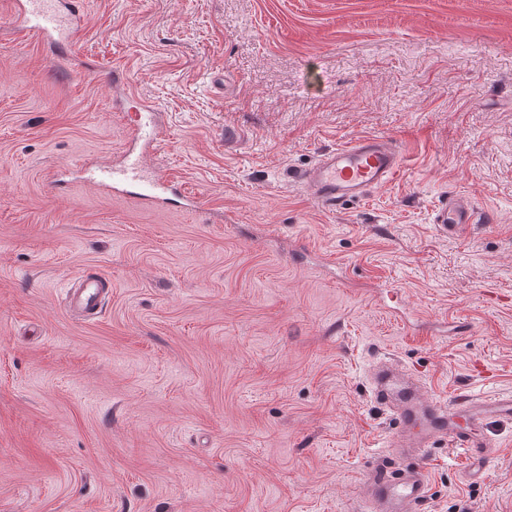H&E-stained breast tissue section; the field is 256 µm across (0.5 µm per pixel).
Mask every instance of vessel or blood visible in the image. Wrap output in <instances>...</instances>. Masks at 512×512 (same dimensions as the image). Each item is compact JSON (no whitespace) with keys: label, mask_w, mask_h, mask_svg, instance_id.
Here are the masks:
<instances>
[{"label":"vessel or blood","mask_w":512,"mask_h":512,"mask_svg":"<svg viewBox=\"0 0 512 512\" xmlns=\"http://www.w3.org/2000/svg\"><path fill=\"white\" fill-rule=\"evenodd\" d=\"M78 13L79 0H20L17 10L23 30L57 47L70 38ZM162 121V113L147 108L133 123L136 138L147 148H156ZM402 161L401 153L388 140L362 137L324 154L301 174L300 181L319 209L333 213L369 190L388 185ZM89 180L103 188L134 192L153 203L169 204L185 197L181 185L165 170H145L142 153L134 151L127 152L120 164L92 167ZM473 220L471 205L461 196L445 200L434 217L442 232L452 234L464 231ZM105 294L104 282L88 274L72 290L68 304L75 311L92 315L102 306ZM368 375L375 400L393 415L391 455L409 458L410 463L369 472L365 512H416L429 495V474L424 465L427 450L439 438L477 459L472 475L482 478V463L491 446L485 434L486 422L495 417L512 418V394L440 402L425 397L420 379L393 363L373 362Z\"/></svg>","instance_id":"b4317fda"}]
</instances>
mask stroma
<instances>
[{
	"instance_id": "obj_1",
	"label": "stroma",
	"mask_w": 512,
	"mask_h": 512,
	"mask_svg": "<svg viewBox=\"0 0 512 512\" xmlns=\"http://www.w3.org/2000/svg\"><path fill=\"white\" fill-rule=\"evenodd\" d=\"M0 0V512H361L392 417L512 394V0H84L52 51ZM164 112L197 206L85 179L126 112ZM363 136L402 151L336 213L296 175ZM466 197L483 223L434 216ZM112 295L64 308L76 277ZM393 285L397 309L376 290ZM486 477L429 450L420 512H512V419ZM471 204L462 196H449L434 217L435 225L444 233L464 231L469 224H474Z\"/></svg>"
}]
</instances>
